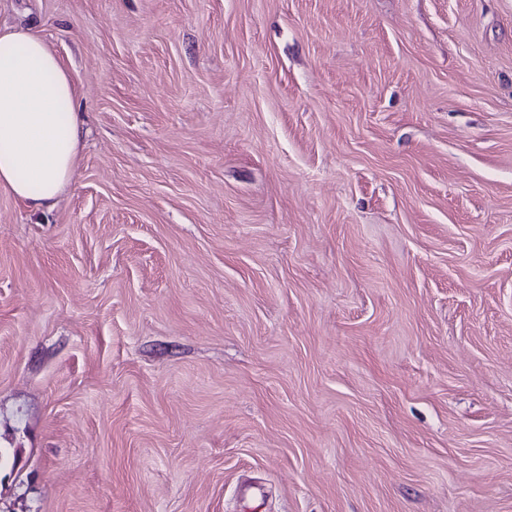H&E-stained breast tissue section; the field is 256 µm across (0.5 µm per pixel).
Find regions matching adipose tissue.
I'll return each instance as SVG.
<instances>
[{
    "label": "adipose tissue",
    "mask_w": 512,
    "mask_h": 512,
    "mask_svg": "<svg viewBox=\"0 0 512 512\" xmlns=\"http://www.w3.org/2000/svg\"><path fill=\"white\" fill-rule=\"evenodd\" d=\"M85 130L69 72L35 32H0V185L52 209L75 173Z\"/></svg>",
    "instance_id": "adipose-tissue-1"
}]
</instances>
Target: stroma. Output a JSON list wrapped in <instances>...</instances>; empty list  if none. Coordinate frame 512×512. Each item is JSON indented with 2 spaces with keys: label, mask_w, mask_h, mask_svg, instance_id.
<instances>
[{
  "label": "stroma",
  "mask_w": 512,
  "mask_h": 512,
  "mask_svg": "<svg viewBox=\"0 0 512 512\" xmlns=\"http://www.w3.org/2000/svg\"><path fill=\"white\" fill-rule=\"evenodd\" d=\"M89 134L0 187V512H512V0H0Z\"/></svg>",
  "instance_id": "obj_1"
}]
</instances>
